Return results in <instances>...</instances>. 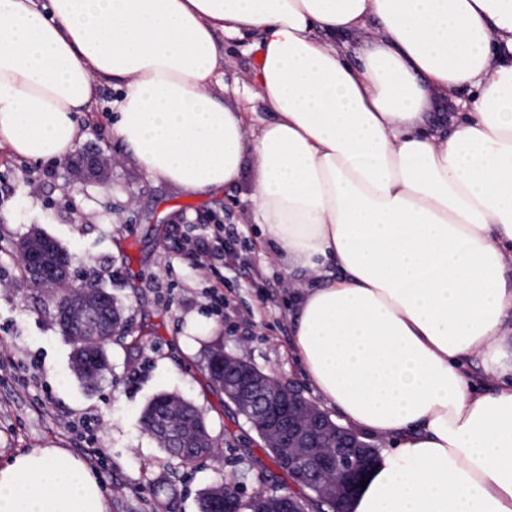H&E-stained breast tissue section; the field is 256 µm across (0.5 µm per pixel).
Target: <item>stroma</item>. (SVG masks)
I'll list each match as a JSON object with an SVG mask.
<instances>
[{
    "mask_svg": "<svg viewBox=\"0 0 512 512\" xmlns=\"http://www.w3.org/2000/svg\"><path fill=\"white\" fill-rule=\"evenodd\" d=\"M119 95L102 85L95 109L78 116V152L113 161L103 179L79 181L66 160L23 161L0 148V357L31 366L38 377L24 389L12 372L0 373V465L33 448L79 454L85 442L67 425L87 415L101 420L106 460L96 474L109 512H199L201 493L228 476L245 500L284 492L290 482L264 442L204 376L209 351L221 347L312 395L291 347L293 284L251 222L255 160L246 156L224 192L183 195L124 158L111 123ZM214 214L235 227L239 263L203 267L180 249L185 222ZM35 230L76 256L72 279L96 281L123 306L129 331L108 346V367L94 384L74 372L53 289L33 287L22 273L17 245ZM246 260L265 267L268 280L249 282ZM215 290L223 302L212 298ZM162 392L201 409L215 443L211 455L181 464L143 430L141 412Z\"/></svg>",
    "mask_w": 512,
    "mask_h": 512,
    "instance_id": "35a3bbf8",
    "label": "stroma"
}]
</instances>
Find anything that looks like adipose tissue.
<instances>
[{
    "mask_svg": "<svg viewBox=\"0 0 512 512\" xmlns=\"http://www.w3.org/2000/svg\"><path fill=\"white\" fill-rule=\"evenodd\" d=\"M245 38L251 112L213 92ZM105 82L154 180L216 194L254 155L252 221L300 282L293 352L384 444L347 512H512V0H0V147L72 153ZM0 512L108 509L84 460L35 448L0 466Z\"/></svg>",
    "mask_w": 512,
    "mask_h": 512,
    "instance_id": "adipose-tissue-1",
    "label": "adipose tissue"
}]
</instances>
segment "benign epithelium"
<instances>
[{
	"label": "benign epithelium",
	"instance_id": "obj_1",
	"mask_svg": "<svg viewBox=\"0 0 512 512\" xmlns=\"http://www.w3.org/2000/svg\"><path fill=\"white\" fill-rule=\"evenodd\" d=\"M73 177L81 180L104 178L111 159L101 153H81L70 162ZM47 236L34 232L18 246L19 256L27 264L30 277L47 287L63 282L72 289L68 300L57 306L63 331L77 342V365L87 372L92 366L88 351L96 343L100 322L85 324L74 315L89 308L97 311L107 302V293L91 295L83 284L71 280L73 256L59 252L56 263L44 261ZM213 360L224 367V398L235 412L273 449L280 469L288 472L291 484L325 499L332 512H346V504L363 474L373 461L372 444L358 434L334 422L298 390L254 366L251 362L221 349ZM178 436L191 448H202L207 439L204 426L182 431ZM303 498L290 491L264 504L267 512H305Z\"/></svg>",
	"mask_w": 512,
	"mask_h": 512
}]
</instances>
